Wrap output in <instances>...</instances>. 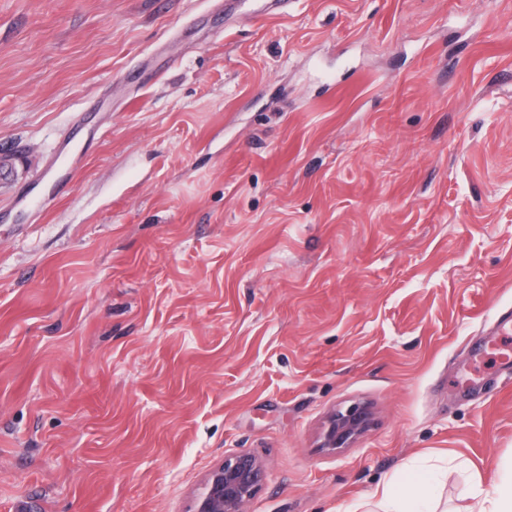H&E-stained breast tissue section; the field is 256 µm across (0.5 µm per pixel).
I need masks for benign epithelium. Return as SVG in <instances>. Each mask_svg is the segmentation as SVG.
<instances>
[{
  "mask_svg": "<svg viewBox=\"0 0 512 512\" xmlns=\"http://www.w3.org/2000/svg\"><path fill=\"white\" fill-rule=\"evenodd\" d=\"M370 418L369 408L361 403L336 410L325 423L323 447L332 451L348 447L365 432ZM262 477L263 466L256 457L246 453L224 457L209 472L195 512H241V506L256 495Z\"/></svg>",
  "mask_w": 512,
  "mask_h": 512,
  "instance_id": "benign-epithelium-1",
  "label": "benign epithelium"
}]
</instances>
